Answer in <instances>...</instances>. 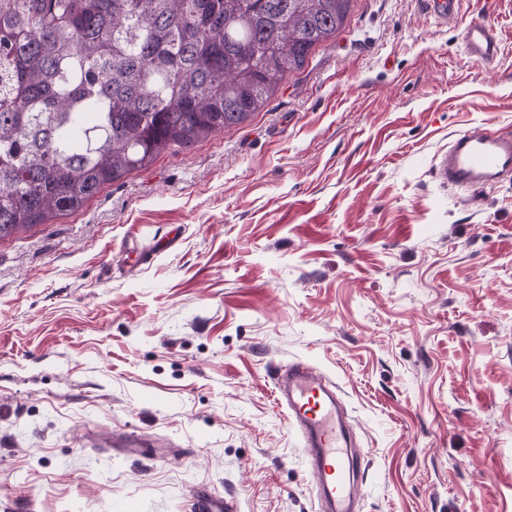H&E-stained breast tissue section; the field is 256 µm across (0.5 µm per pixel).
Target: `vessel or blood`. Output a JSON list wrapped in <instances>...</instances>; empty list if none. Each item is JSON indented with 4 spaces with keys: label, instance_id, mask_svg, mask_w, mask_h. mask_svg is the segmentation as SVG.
Returning a JSON list of instances; mask_svg holds the SVG:
<instances>
[{
    "label": "vessel or blood",
    "instance_id": "1",
    "mask_svg": "<svg viewBox=\"0 0 512 512\" xmlns=\"http://www.w3.org/2000/svg\"><path fill=\"white\" fill-rule=\"evenodd\" d=\"M462 39L475 63H495L499 43L490 25L471 22ZM438 170L448 183L469 190L478 188L512 173V140L483 131L459 133L439 161ZM278 389V400L289 421L303 434L309 450L308 467L317 479L328 512H352L357 458L348 450V434L334 393L326 380L304 362L288 365Z\"/></svg>",
    "mask_w": 512,
    "mask_h": 512
}]
</instances>
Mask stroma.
<instances>
[{
  "label": "stroma",
  "mask_w": 512,
  "mask_h": 512,
  "mask_svg": "<svg viewBox=\"0 0 512 512\" xmlns=\"http://www.w3.org/2000/svg\"><path fill=\"white\" fill-rule=\"evenodd\" d=\"M466 130L512 137V0H352L244 124L0 241V512H318L291 361L358 512H512V176L441 182ZM462 39L467 55L475 63L481 66L495 63L499 54V43L490 25L473 21L464 29ZM278 400L309 448L308 467L328 512H352L357 457L348 452V434L326 380L304 362L288 364L278 384Z\"/></svg>",
  "instance_id": "stroma-1"
}]
</instances>
